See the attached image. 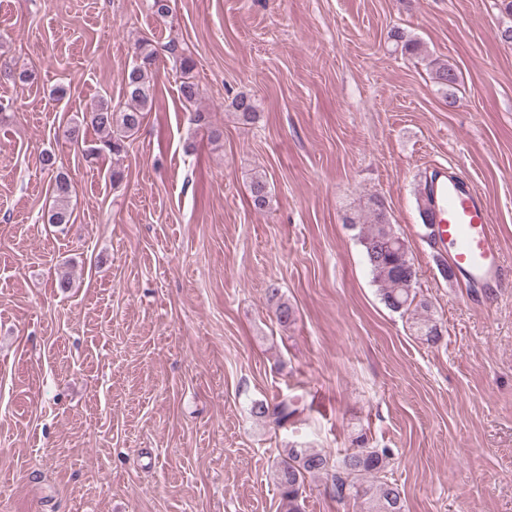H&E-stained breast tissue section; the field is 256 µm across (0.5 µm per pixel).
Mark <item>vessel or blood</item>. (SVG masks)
Instances as JSON below:
<instances>
[{
	"mask_svg": "<svg viewBox=\"0 0 512 512\" xmlns=\"http://www.w3.org/2000/svg\"><path fill=\"white\" fill-rule=\"evenodd\" d=\"M428 220L437 225L444 255L466 282L484 288L498 285L506 259L488 205L473 184L441 172Z\"/></svg>",
	"mask_w": 512,
	"mask_h": 512,
	"instance_id": "vessel-or-blood-1",
	"label": "vessel or blood"
}]
</instances>
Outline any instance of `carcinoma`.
Returning a JSON list of instances; mask_svg holds the SVG:
<instances>
[{"instance_id":"1","label":"carcinoma","mask_w":512,"mask_h":512,"mask_svg":"<svg viewBox=\"0 0 512 512\" xmlns=\"http://www.w3.org/2000/svg\"><path fill=\"white\" fill-rule=\"evenodd\" d=\"M401 43L402 51L420 56L423 47L417 40L407 39L400 31L391 34ZM174 63L179 65L183 80L179 92L184 101L194 103L201 95L199 85L189 77L193 68L190 58L170 46ZM433 76L436 84L444 89L453 88L461 81V74L447 63L434 62ZM157 69V53L147 41H140L134 50L132 63L124 69L122 83L126 96L124 105H112V99H101L96 107L82 113V121L101 134L100 146L90 147L86 155L94 157L103 150L118 154L124 149L125 139L141 127L147 112L152 108L155 95L154 76ZM239 119L249 122L256 118L254 100L245 92L235 95L228 104ZM42 170L51 173L54 203L47 214L49 224L69 223L72 212L69 203L72 183L61 169L59 158L52 151L40 156ZM254 208L265 209L270 201L269 184L265 176H254L249 185ZM351 227H360L359 244L377 286L380 300L390 311L412 317L417 335L429 344L441 337L439 326L425 315L426 302H416V269L405 242L398 236L391 223V216L384 203L371 196L359 209L347 218ZM271 298L277 300L275 316L286 326L294 320L293 308L280 297V290L269 289ZM251 414L259 420L282 429L299 414L295 402L288 398L275 401H259L251 406ZM354 451L341 459L325 450L299 448L291 445L283 449L271 469L272 479L281 497L283 512H303V493L307 477L325 474L331 478V489L340 500L361 503L362 512H404V497L399 485L389 477L390 453L386 448L369 446V439L362 433L352 440Z\"/></svg>"}]
</instances>
